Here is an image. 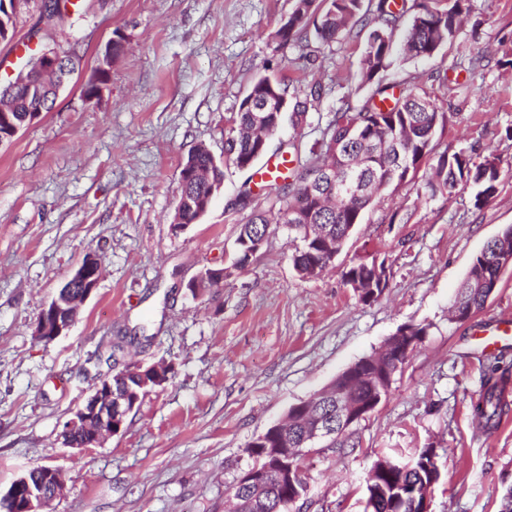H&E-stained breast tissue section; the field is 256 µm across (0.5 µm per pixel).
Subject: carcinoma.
Returning <instances> with one entry per match:
<instances>
[{
    "label": "carcinoma",
    "mask_w": 512,
    "mask_h": 512,
    "mask_svg": "<svg viewBox=\"0 0 512 512\" xmlns=\"http://www.w3.org/2000/svg\"><path fill=\"white\" fill-rule=\"evenodd\" d=\"M318 9L317 0H296L288 20L274 32L273 38L281 44L306 39L309 35L332 43L351 32L363 17L364 0H325ZM466 0H421L413 14L407 32L394 46L392 26L397 15L391 10L390 0H377V18L382 27L372 30L363 51L361 82L370 83L387 71L395 62L408 58L433 57L451 40L459 29ZM289 83L279 75H264L256 79L239 104L231 134L224 142V153L233 164L241 168L255 158V142L260 136L270 137L285 118V112H266L269 99L287 98ZM323 87L313 84L293 89L292 101L286 112L294 125L306 122L313 103L322 98ZM366 102L358 111L351 107L336 112V119L319 153L306 162L297 173L298 185L294 191L288 185L270 184L265 208L255 204L247 220L240 225L235 241L234 263L236 268L246 266L252 255L243 247L264 237L271 224L289 223V211L294 205L308 198L310 202L301 209L302 219L294 230L301 245L291 256L293 267L302 278H307L311 264L320 259L321 247L315 238L321 236L332 245L330 253L339 251L345 240L361 223L365 210L380 189L394 182H403L414 176L430 155L431 142L437 131L444 129L446 118L439 111L426 91L401 88L393 103ZM54 98L48 96L44 86L32 94L20 89L11 99L12 122L26 125L27 114L36 106L48 108ZM202 177L196 181L179 183L178 201L184 200L198 207L208 197L214 184L224 181V170L213 163L211 154L199 147L191 155ZM320 167L336 169V178L349 175L351 193L338 197L337 186L325 182L314 183L315 172ZM500 177L497 159H484L476 163L464 152L442 153L434 166L433 177L428 181L431 192L451 191L461 184L477 188L475 206L480 207L497 191ZM512 250V227L487 243L473 261L462 284L456 304L476 313L486 304L487 294L478 287L479 282L498 284L499 267L494 258L497 251ZM505 382H489L473 405L477 427L485 432L496 429L505 415L509 403L505 397ZM301 426L288 418L285 432L268 430L250 444L252 448H276L288 441L298 445ZM428 479L427 469L420 459L410 468L391 470L383 477L377 490L366 487L365 512H386L390 500L413 492L416 485Z\"/></svg>",
    "instance_id": "cac0c4a2"
}]
</instances>
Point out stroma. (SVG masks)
Here are the masks:
<instances>
[{
    "label": "stroma",
    "instance_id": "35a3bbf8",
    "mask_svg": "<svg viewBox=\"0 0 512 512\" xmlns=\"http://www.w3.org/2000/svg\"><path fill=\"white\" fill-rule=\"evenodd\" d=\"M294 0H85L89 13L56 35L79 41L81 65L51 111L0 143V495L32 467L64 474L47 512H227L226 489L246 469L250 443L359 359L381 350L401 327L426 334L350 442H323L301 459V512H365L373 462L436 451L440 478L430 512H498L512 487V414L489 433L473 405L489 372L473 332L512 316V270L485 307L464 321L451 305L475 257L512 225V0H468L454 39L430 60L384 74L431 93L447 122L433 155H493L494 198L475 190L430 192V164L414 180L377 195L342 251L318 277L300 278L297 242L274 224L242 269L230 258L244 215L232 202L261 189L270 159L309 150L340 108L360 109L377 89L359 78L363 48L378 20L340 41L280 44L273 34ZM40 19L23 13L0 41V83L26 54ZM121 32L99 97L85 90L97 54ZM277 73L324 94L299 127L283 123L256 166L237 168L224 141L252 81ZM205 145L224 170L206 214L182 230L171 221L179 172ZM372 253L387 285L362 302L345 282ZM103 272L64 336L45 343L37 320L87 254ZM224 267L221 289L192 296L187 284ZM132 337L105 364L107 338ZM171 365L167 381L143 396L120 431L101 444L67 447L65 423L89 395L96 372Z\"/></svg>",
    "mask_w": 512,
    "mask_h": 512
}]
</instances>
